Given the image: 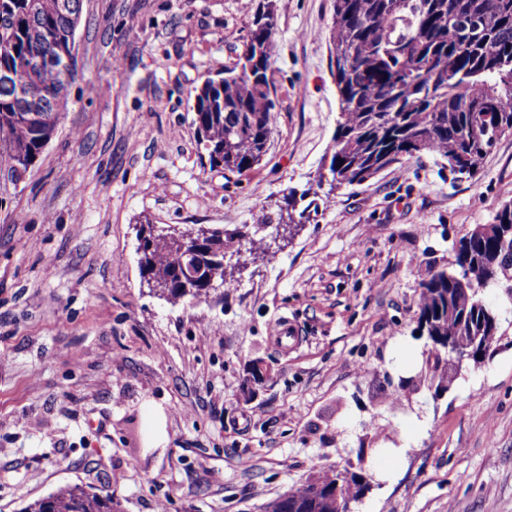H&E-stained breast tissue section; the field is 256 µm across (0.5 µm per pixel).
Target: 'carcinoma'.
Instances as JSON below:
<instances>
[{
    "label": "carcinoma",
    "mask_w": 512,
    "mask_h": 512,
    "mask_svg": "<svg viewBox=\"0 0 512 512\" xmlns=\"http://www.w3.org/2000/svg\"><path fill=\"white\" fill-rule=\"evenodd\" d=\"M82 0H0V70L32 89L24 99L0 83V170L18 180L52 140L69 104L76 73L39 61L70 52ZM273 3L257 8L236 65L194 88L196 134L209 164L243 172L257 164L272 134L268 71L275 48ZM332 63L340 118L328 167L333 188L360 185L404 160L436 152L455 179H472L490 148L512 134V0H334ZM512 204L462 237L453 273L420 285L417 325L427 350L416 387L438 395L458 375L448 372V337H479L483 358L499 338L509 305L482 299V289L512 296V251L501 232ZM179 245L148 227L141 274L173 269V299L207 293L206 268L235 240L220 227ZM377 448H360L358 466H320L264 512H348L369 490L362 464ZM23 512H121L111 494L74 486Z\"/></svg>",
    "instance_id": "carcinoma-1"
}]
</instances>
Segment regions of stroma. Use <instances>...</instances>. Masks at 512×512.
<instances>
[{
  "mask_svg": "<svg viewBox=\"0 0 512 512\" xmlns=\"http://www.w3.org/2000/svg\"><path fill=\"white\" fill-rule=\"evenodd\" d=\"M260 0H82L78 77L34 166L0 173V512L78 484L122 512H260L318 465L395 447L352 512H512V316L448 392L420 284L512 203V135L473 180L439 154L331 188L333 0H273L276 101L250 170L210 166L191 91L234 66ZM240 230L198 300L143 278L142 225ZM298 344L280 343L282 324ZM268 379L247 388V366Z\"/></svg>",
  "mask_w": 512,
  "mask_h": 512,
  "instance_id": "35a3bbf8",
  "label": "stroma"
}]
</instances>
